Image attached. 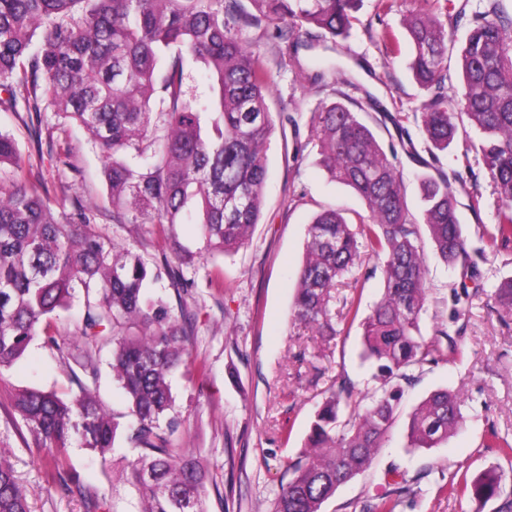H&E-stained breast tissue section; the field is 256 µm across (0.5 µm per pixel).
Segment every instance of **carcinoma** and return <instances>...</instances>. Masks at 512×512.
<instances>
[{"label":"carcinoma","mask_w":512,"mask_h":512,"mask_svg":"<svg viewBox=\"0 0 512 512\" xmlns=\"http://www.w3.org/2000/svg\"><path fill=\"white\" fill-rule=\"evenodd\" d=\"M0 0V92L17 108L52 111L83 128L105 157L103 176L114 224H156L173 260L159 263L105 234L79 200L66 209L30 178L14 139L0 132V380L31 345L68 362L72 346L58 330L70 320L81 348L80 372L65 392L27 387L14 408L45 461L47 493L77 495L88 512H109L106 496L90 493L71 474L68 450L77 446L107 462L118 436L137 450L116 481L138 499V512H206L207 470L176 446L171 376L187 363L189 325L151 285L168 276L184 281L197 252L174 226L195 215L211 257L239 250L258 224L266 179L264 152L273 132L263 57L243 45L242 31L285 23L315 27L324 38L348 37L360 0ZM412 46L409 68L430 93L421 116L433 148L454 142L458 122L480 133L470 145L482 157L500 206L490 245L512 243V12L488 0L473 15L460 45L442 24L421 13L405 19ZM457 52L460 88L446 91L448 55ZM190 62L214 81L199 104L185 79ZM310 137L330 178L359 197L368 216L317 213L307 228L293 320L337 335L332 291L361 253L381 263L383 291L362 321L363 361L375 367L380 393L364 408L344 384L323 392L302 458L289 467L273 512H323L340 486L368 471L398 418L412 371L442 358L422 335L426 266L424 240L439 257L473 277L475 264L458 217L451 178L418 176L421 220L406 200L394 164L359 113L336 100L313 114ZM512 312V276L494 292ZM126 400L125 422L94 395L100 358ZM464 402L446 388L408 413L412 448H433L465 422ZM502 473L489 468L457 489L478 500L500 494ZM0 512H30L26 491L0 455Z\"/></svg>","instance_id":"carcinoma-1"}]
</instances>
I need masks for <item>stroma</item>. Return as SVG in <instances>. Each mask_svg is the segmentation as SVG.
Listing matches in <instances>:
<instances>
[{"instance_id": "obj_1", "label": "stroma", "mask_w": 512, "mask_h": 512, "mask_svg": "<svg viewBox=\"0 0 512 512\" xmlns=\"http://www.w3.org/2000/svg\"><path fill=\"white\" fill-rule=\"evenodd\" d=\"M487 0H361L348 38L332 46L317 30L302 35V48L279 38L275 27L248 28L247 47L259 49L269 73L266 103L275 129L265 153L267 178L259 221L248 243L217 259L188 269L193 287L162 280L173 310L186 312L194 334L191 358L172 378L178 423V446L200 458L207 471V512H272L289 467L302 456L311 419L322 393L336 378L354 382L361 392L375 383L358 357L362 329L341 322L342 333L324 343L314 332L292 321L298 270L307 226L314 214L329 207L346 214L364 212L349 189L331 182L317 163L309 141V123L325 103L346 99L377 133L382 143L408 135L395 164L403 175L409 204L417 202V177L435 168L454 177L460 221L470 248L488 249L477 263L481 291L466 292L454 267L425 246V338L446 327L458 352L427 364L405 394L413 406L431 391L459 392L467 413L462 428L447 442L430 449L407 447V416H399L390 440L372 469L341 486L324 512H366L391 495L397 468L407 493L395 512H499L512 498V454L500 440L512 443V314L498 308L488 293L502 277L512 275V247L491 248L499 197L478 154L468 150L477 139L473 128L459 130L455 144L432 156L421 132V113L429 95L407 69L411 47L403 28L412 12L436 18L455 41L464 38L458 14L472 16ZM0 131L17 141L33 177L44 181L52 200L80 199L96 210L103 231L121 243L135 245L147 257H161L164 243L154 224L113 223L102 175V157L80 127L61 126L53 113L40 120L16 116L0 104ZM363 291L341 286L332 312H343V298L357 300L368 314L379 299L382 270L375 259L356 266ZM461 317H454V310ZM70 367L49 350L34 345L27 360L0 379V450L25 488L32 512H85L79 497L47 494L45 468L29 450L28 433L14 411L19 388L65 391ZM80 482L101 494H115L118 512H135L126 488H113L111 465L81 448L70 451ZM496 467L503 474L500 496L477 500L451 493L463 474Z\"/></svg>"}]
</instances>
